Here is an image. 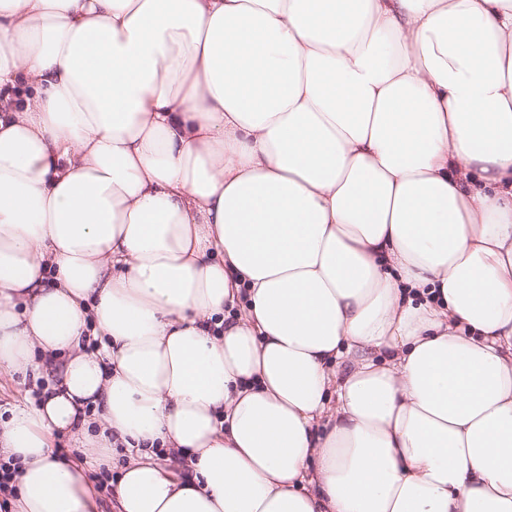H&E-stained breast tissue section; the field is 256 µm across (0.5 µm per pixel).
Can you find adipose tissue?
<instances>
[{
  "instance_id": "1",
  "label": "adipose tissue",
  "mask_w": 512,
  "mask_h": 512,
  "mask_svg": "<svg viewBox=\"0 0 512 512\" xmlns=\"http://www.w3.org/2000/svg\"><path fill=\"white\" fill-rule=\"evenodd\" d=\"M1 368L12 512H512V0H0ZM35 388L30 378L23 379L21 376L11 377L1 370L0 373V412L13 407L17 403H25Z\"/></svg>"
}]
</instances>
